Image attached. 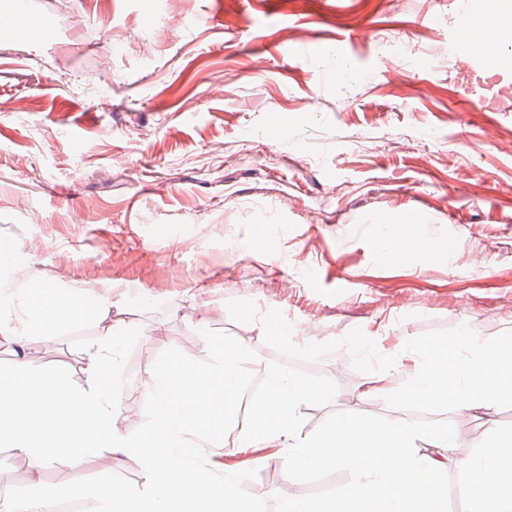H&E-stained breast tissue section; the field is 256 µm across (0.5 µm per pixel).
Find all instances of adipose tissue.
Returning <instances> with one entry per match:
<instances>
[{"instance_id": "adipose-tissue-1", "label": "adipose tissue", "mask_w": 512, "mask_h": 512, "mask_svg": "<svg viewBox=\"0 0 512 512\" xmlns=\"http://www.w3.org/2000/svg\"><path fill=\"white\" fill-rule=\"evenodd\" d=\"M13 309L0 304V335L18 345L15 371L0 376V446L23 454L36 472L49 465L73 469L90 459L108 467L118 454L135 462L145 476L140 486L72 488V498L94 500L97 512H248L233 474L239 463L270 455L284 458L292 474L338 466L350 471V484L335 498L313 503L297 494L300 512H442L452 467L472 480L473 512H512V436L484 446L474 459L454 454L456 419L491 410L503 396H512V362L488 355L469 331L459 333L456 351L427 349L406 388L391 384L390 371L401 361L397 354L388 355L369 381L370 391L395 401H447L453 421L426 432L358 411L347 413L341 428L300 442L296 410L311 390L294 375L268 371L261 408L242 432L234 460L225 462L222 479L202 491L194 484L199 450L214 444L250 370L243 340L209 337L213 363L190 375L180 368L155 374L153 422L133 435L122 429L119 411L109 404L117 336L99 337L92 347L90 384L82 389L36 369L23 348L30 319H39L50 336L55 324L68 318L107 317L109 302L83 305L60 297L51 307L28 308L23 321Z\"/></svg>"}]
</instances>
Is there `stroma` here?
<instances>
[{"instance_id":"stroma-1","label":"stroma","mask_w":512,"mask_h":512,"mask_svg":"<svg viewBox=\"0 0 512 512\" xmlns=\"http://www.w3.org/2000/svg\"><path fill=\"white\" fill-rule=\"evenodd\" d=\"M19 15L39 39L15 34ZM479 21L511 29L512 0H0V102L26 104L0 112V239L15 245L0 276L25 264L59 294L93 283L112 303L52 340L27 333L29 357L80 387L115 329L111 404L135 433L154 373L210 363L207 336L246 337L255 369L218 440L229 454L264 368L314 390L297 412L307 440L355 410L385 354L465 327L489 349L512 336V65L467 52L459 33ZM405 224L424 246L389 260L385 232ZM373 404L423 430L451 418L438 401ZM510 433L508 397L463 425L455 453ZM282 469L269 456L237 473L253 512H280L291 487L317 500L333 475ZM269 470L278 485L252 496ZM109 481L144 474L121 460L35 479L0 447L12 500Z\"/></svg>"}]
</instances>
